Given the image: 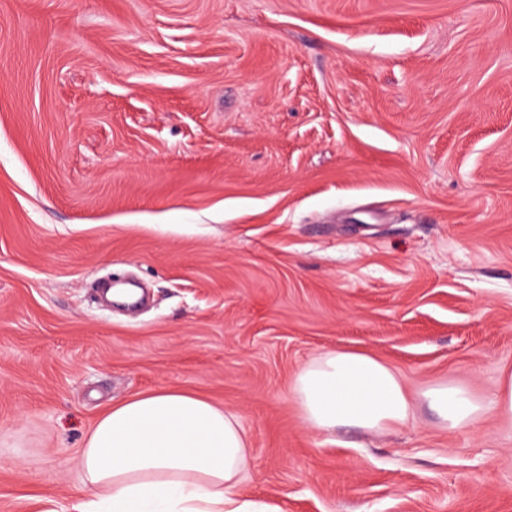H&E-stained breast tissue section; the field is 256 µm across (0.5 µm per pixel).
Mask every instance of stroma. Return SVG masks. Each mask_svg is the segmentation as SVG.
<instances>
[{
    "instance_id": "35a3bbf8",
    "label": "stroma",
    "mask_w": 512,
    "mask_h": 512,
    "mask_svg": "<svg viewBox=\"0 0 512 512\" xmlns=\"http://www.w3.org/2000/svg\"><path fill=\"white\" fill-rule=\"evenodd\" d=\"M369 353L370 436L293 377ZM512 0H0V512H73L112 404L237 414L256 512H512ZM292 390L302 421L320 431L352 427L379 434L414 415L399 376L365 352L334 350L312 358L294 375ZM494 408L500 418L512 420V371H504L501 374ZM422 397L428 408L448 428L455 429L478 421L484 407L467 391L452 384L427 389Z\"/></svg>"
}]
</instances>
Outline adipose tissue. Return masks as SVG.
<instances>
[{"label": "adipose tissue", "instance_id": "obj_1", "mask_svg": "<svg viewBox=\"0 0 512 512\" xmlns=\"http://www.w3.org/2000/svg\"><path fill=\"white\" fill-rule=\"evenodd\" d=\"M302 421L320 431L352 427L379 434L407 424L414 402L376 357L334 350L305 363L292 383ZM448 428L475 423L483 406L440 384L423 394ZM249 441L235 413L193 393L160 389L113 405L79 451L89 493L76 512H243L235 490L250 466Z\"/></svg>", "mask_w": 512, "mask_h": 512}]
</instances>
